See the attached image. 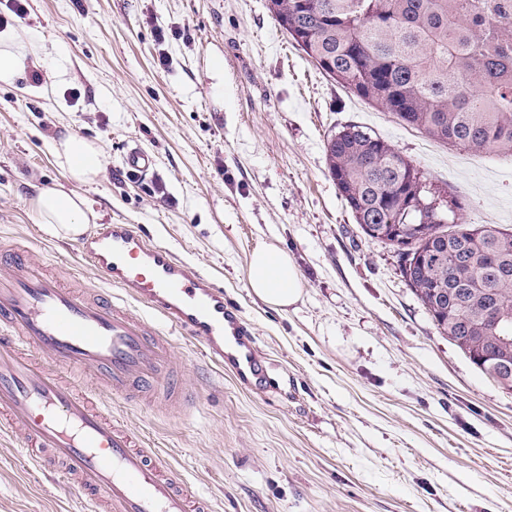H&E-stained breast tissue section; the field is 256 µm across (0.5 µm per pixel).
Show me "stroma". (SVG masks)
<instances>
[{"mask_svg": "<svg viewBox=\"0 0 512 512\" xmlns=\"http://www.w3.org/2000/svg\"><path fill=\"white\" fill-rule=\"evenodd\" d=\"M17 17L66 73L0 87V242L31 246L65 284L94 272L30 208L68 185L53 142H95L105 174L83 193L224 291L266 368L241 387L171 333L189 406L113 402L213 512H512V394L440 336L392 245L366 237L328 175V135L374 130L438 191L454 221L512 229V157L427 137L313 65L267 0H27ZM138 144L156 164L123 163ZM287 253L302 295L278 311L247 285L254 249ZM0 512H83L74 490L0 438Z\"/></svg>", "mask_w": 512, "mask_h": 512, "instance_id": "stroma-1", "label": "stroma"}]
</instances>
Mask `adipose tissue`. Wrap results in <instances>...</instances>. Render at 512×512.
<instances>
[{
  "label": "adipose tissue",
  "mask_w": 512,
  "mask_h": 512,
  "mask_svg": "<svg viewBox=\"0 0 512 512\" xmlns=\"http://www.w3.org/2000/svg\"><path fill=\"white\" fill-rule=\"evenodd\" d=\"M54 44L12 25L0 27V86L14 85L26 66L45 69L47 81L60 73L52 59ZM54 150L65 165L70 187L44 188L31 199L32 209L42 224L72 238L82 235L99 215L81 188L95 183L105 172L99 147L87 139L68 134L57 140ZM248 285L252 293L277 310L298 302L302 294L300 275L287 254L271 247L256 249L249 262Z\"/></svg>",
  "instance_id": "obj_1"
}]
</instances>
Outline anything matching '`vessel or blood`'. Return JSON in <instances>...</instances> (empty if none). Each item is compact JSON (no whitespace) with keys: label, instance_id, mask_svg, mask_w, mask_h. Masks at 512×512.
Segmentation results:
<instances>
[{"label":"vessel or blood","instance_id":"b4317fda","mask_svg":"<svg viewBox=\"0 0 512 512\" xmlns=\"http://www.w3.org/2000/svg\"><path fill=\"white\" fill-rule=\"evenodd\" d=\"M124 165L143 175L155 161L132 145ZM72 246L100 287H64L33 249L0 246V432L105 512H210L114 416L112 403L146 393L178 403L185 380L172 374L176 353L156 319L198 342L244 387L263 373L252 337L225 307L221 287L133 225H101ZM116 289L146 315L127 312L112 296Z\"/></svg>","mask_w":512,"mask_h":512}]
</instances>
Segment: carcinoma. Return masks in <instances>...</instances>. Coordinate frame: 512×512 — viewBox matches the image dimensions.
<instances>
[{
	"instance_id": "1",
	"label": "carcinoma",
	"mask_w": 512,
	"mask_h": 512,
	"mask_svg": "<svg viewBox=\"0 0 512 512\" xmlns=\"http://www.w3.org/2000/svg\"><path fill=\"white\" fill-rule=\"evenodd\" d=\"M317 68L430 137L512 156V0H269ZM328 171L362 233L401 226L403 277L445 337L504 336L512 353V231L449 235L443 200L386 140L330 136Z\"/></svg>"
}]
</instances>
